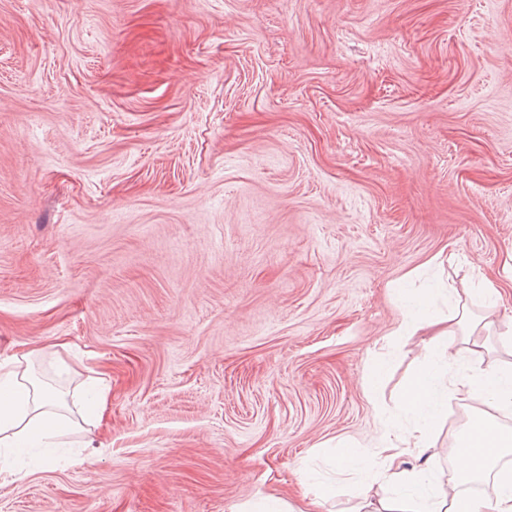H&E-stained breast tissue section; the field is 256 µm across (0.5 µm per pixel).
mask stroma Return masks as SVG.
I'll return each mask as SVG.
<instances>
[{"mask_svg": "<svg viewBox=\"0 0 512 512\" xmlns=\"http://www.w3.org/2000/svg\"><path fill=\"white\" fill-rule=\"evenodd\" d=\"M490 281L512 364V0H0V360L110 393L0 450V512H355L339 460L448 371L381 338Z\"/></svg>", "mask_w": 512, "mask_h": 512, "instance_id": "stroma-1", "label": "stroma"}]
</instances>
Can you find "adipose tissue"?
Returning a JSON list of instances; mask_svg holds the SVG:
<instances>
[{"label":"adipose tissue","instance_id":"obj_1","mask_svg":"<svg viewBox=\"0 0 512 512\" xmlns=\"http://www.w3.org/2000/svg\"><path fill=\"white\" fill-rule=\"evenodd\" d=\"M493 325L490 318L468 319L465 313L432 314L423 318L404 315L385 337L391 347L417 336L432 337L435 345L452 349L457 337H464L475 365L469 374L449 381L447 388L437 389L432 372L426 371L407 386L402 405L415 416L406 428L384 423L374 449L360 463L371 475L364 486L367 502L364 512H456L461 502L456 490L445 492L441 500L421 496L401 502L384 496V488L395 491L421 484L424 470L405 468V457L422 458L431 448L433 420L441 405L449 399H471L472 423L461 431L470 438L469 447L459 449L457 473L470 475L486 468L504 452L512 451V431L497 426L485 415L486 402L501 410L512 408V367L479 368L488 350L486 332ZM63 401L52 389L36 381L16 360L0 362V447L24 448L30 445L48 446L68 436L74 426L71 417L62 413Z\"/></svg>","mask_w":512,"mask_h":512}]
</instances>
